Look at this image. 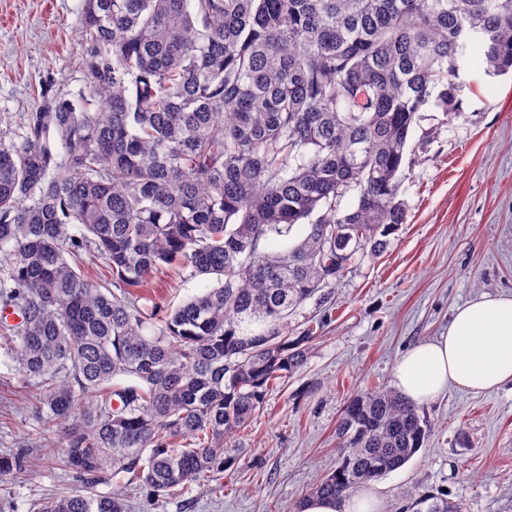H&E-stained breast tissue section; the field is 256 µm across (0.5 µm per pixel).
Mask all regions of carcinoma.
Masks as SVG:
<instances>
[{"instance_id": "carcinoma-1", "label": "carcinoma", "mask_w": 512, "mask_h": 512, "mask_svg": "<svg viewBox=\"0 0 512 512\" xmlns=\"http://www.w3.org/2000/svg\"><path fill=\"white\" fill-rule=\"evenodd\" d=\"M78 30L84 88L48 82L23 133L0 135V309L19 314L0 342L57 429L42 447L86 480L33 512H127L94 485L120 475L159 498L232 464L226 438L309 354L290 317L405 223L418 113L460 115L465 60L512 71V0H83ZM304 219L297 244L263 248ZM185 268L212 287L139 304ZM428 433L396 390L349 397L311 494L345 498Z\"/></svg>"}]
</instances>
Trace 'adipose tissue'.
<instances>
[{"instance_id":"1","label":"adipose tissue","mask_w":512,"mask_h":512,"mask_svg":"<svg viewBox=\"0 0 512 512\" xmlns=\"http://www.w3.org/2000/svg\"><path fill=\"white\" fill-rule=\"evenodd\" d=\"M394 373L417 404L451 385L479 392L512 383V297L484 295L458 307L447 334L407 351Z\"/></svg>"}]
</instances>
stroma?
<instances>
[{
    "instance_id": "obj_1",
    "label": "stroma",
    "mask_w": 512,
    "mask_h": 512,
    "mask_svg": "<svg viewBox=\"0 0 512 512\" xmlns=\"http://www.w3.org/2000/svg\"><path fill=\"white\" fill-rule=\"evenodd\" d=\"M82 3L0 0V130L18 129L36 109L42 81L65 93L84 86ZM459 76L460 117L424 106L409 135L398 192L405 224L383 254L357 257L292 316V335L311 329L316 339L299 371L229 441L235 464L171 498L129 492L130 512H298L316 479L336 467L344 401L394 387L398 358L445 334L457 306L512 296V74L466 64ZM206 286L186 269L148 296L174 307ZM22 383L0 344V453L27 462L50 431L33 418ZM419 411L431 425L423 448L370 484L386 512L418 493L446 495L464 512H512V384L477 395L452 387ZM82 487L58 461L25 465L0 479V512H31L42 495Z\"/></svg>"
}]
</instances>
